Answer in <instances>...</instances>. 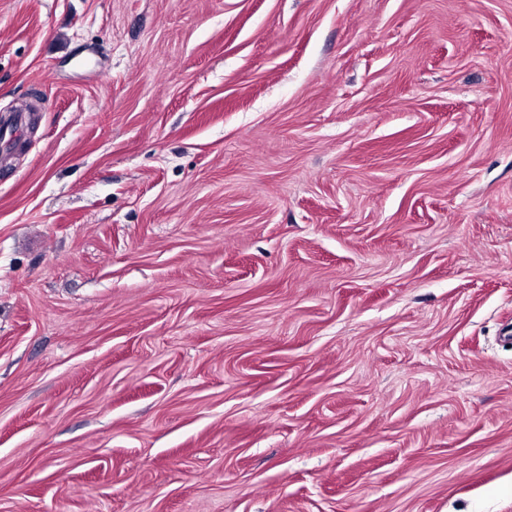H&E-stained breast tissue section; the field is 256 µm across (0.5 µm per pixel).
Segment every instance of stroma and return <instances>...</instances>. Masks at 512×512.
<instances>
[{"mask_svg":"<svg viewBox=\"0 0 512 512\" xmlns=\"http://www.w3.org/2000/svg\"><path fill=\"white\" fill-rule=\"evenodd\" d=\"M0 512H512V0H0Z\"/></svg>","mask_w":512,"mask_h":512,"instance_id":"stroma-1","label":"stroma"}]
</instances>
